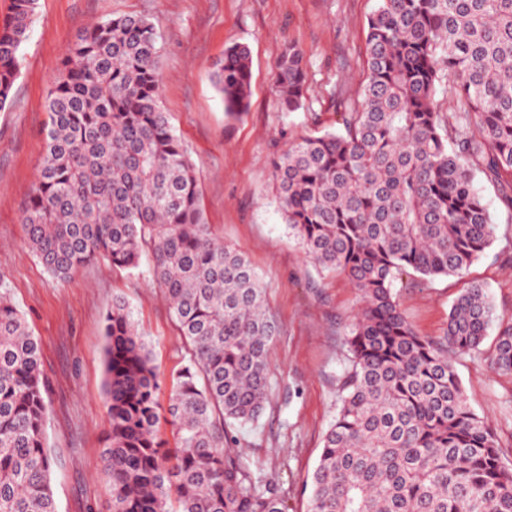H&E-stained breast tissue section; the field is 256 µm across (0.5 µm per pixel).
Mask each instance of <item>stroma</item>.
I'll return each mask as SVG.
<instances>
[{"instance_id": "1", "label": "stroma", "mask_w": 512, "mask_h": 512, "mask_svg": "<svg viewBox=\"0 0 512 512\" xmlns=\"http://www.w3.org/2000/svg\"><path fill=\"white\" fill-rule=\"evenodd\" d=\"M377 0H39L38 17L21 49L11 106L0 111V280L41 343L49 382L46 442L54 458L58 512H110L108 486L96 468L109 427L104 394V315L124 300L149 344L168 402L186 349L172 312L150 276L151 259L135 269L98 259L70 277L54 278L25 245L20 204L34 186L48 121L45 99L75 35L103 17L137 15L162 43L161 107L194 164L204 218L225 244L242 250L266 287L278 333L268 355L272 392L257 423L239 428L242 462L275 482L288 512H307L306 487L336 413L346 365L344 338L359 302L349 280L320 271L289 237L274 200L271 163L289 142L335 129L337 94H355L366 68L367 20ZM307 64V99L281 111L274 86L288 43ZM252 57L249 109L227 121L211 81L227 46ZM475 183L495 224L492 244L463 277L419 276L397 290L399 310L423 336H442L462 288L482 284L495 321L480 354L455 369L470 409L495 430L512 466V373L491 369L495 338L512 322V210L498 187Z\"/></svg>"}]
</instances>
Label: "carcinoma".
Segmentation results:
<instances>
[{
    "instance_id": "1",
    "label": "carcinoma",
    "mask_w": 512,
    "mask_h": 512,
    "mask_svg": "<svg viewBox=\"0 0 512 512\" xmlns=\"http://www.w3.org/2000/svg\"><path fill=\"white\" fill-rule=\"evenodd\" d=\"M38 0H11L0 28V110L7 107ZM360 90L338 101L336 131L293 141L273 160L288 235L323 271H340L361 307L350 368L310 487L309 512H512V467L468 406L453 359L481 350L494 311L472 284L442 338L399 311L403 276L463 273L493 241L481 172L512 210V0H378L367 22ZM161 47L143 17L100 19L62 56L46 97V143L21 205L24 240L55 278L104 258L134 269L152 256L186 341L167 412L177 446L158 435L159 375L125 301L104 317L110 428L98 469L112 512H288L274 484L242 462L235 431L269 395L276 325L261 277L205 223L192 162L160 105ZM248 46L212 75L227 118L246 112ZM300 49L277 66L278 106L301 108ZM454 101L442 111L436 96ZM494 366L512 371V323ZM40 344L0 291V512H57L45 444Z\"/></svg>"
}]
</instances>
